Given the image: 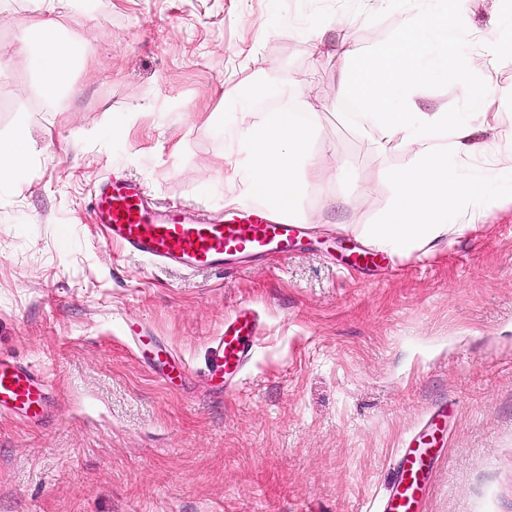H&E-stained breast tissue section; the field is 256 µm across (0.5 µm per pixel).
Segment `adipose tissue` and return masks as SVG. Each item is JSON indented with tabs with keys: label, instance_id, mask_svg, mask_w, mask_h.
I'll use <instances>...</instances> for the list:
<instances>
[{
	"label": "adipose tissue",
	"instance_id": "adipose-tissue-1",
	"mask_svg": "<svg viewBox=\"0 0 512 512\" xmlns=\"http://www.w3.org/2000/svg\"><path fill=\"white\" fill-rule=\"evenodd\" d=\"M74 2L37 0L43 18L31 63L40 77L39 92L48 101L58 97L72 56L56 18L72 10ZM415 9L409 27L396 39L364 56L347 47L339 53L341 91L354 102L358 121L381 144L397 143L415 157L412 166L393 176L390 208L362 231L369 246L390 253L430 251L441 241L464 236L468 225L451 223V216L477 211L512 186V162L505 160L489 177L458 172L457 159L480 147L482 128L469 116L410 110L417 87L430 79L449 83L456 97L472 96L467 74L451 66L447 56L448 48L470 31L468 0H416ZM320 138L312 113L279 109L243 122L235 148L239 160L224 174L225 205H239L249 196L291 221L302 220L301 199L321 172L314 148Z\"/></svg>",
	"mask_w": 512,
	"mask_h": 512
}]
</instances>
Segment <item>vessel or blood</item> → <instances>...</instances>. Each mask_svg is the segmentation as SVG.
I'll list each match as a JSON object with an SVG mask.
<instances>
[{
	"instance_id": "b4317fda",
	"label": "vessel or blood",
	"mask_w": 512,
	"mask_h": 512,
	"mask_svg": "<svg viewBox=\"0 0 512 512\" xmlns=\"http://www.w3.org/2000/svg\"><path fill=\"white\" fill-rule=\"evenodd\" d=\"M97 221L112 243L131 257L155 260L192 273L223 269L225 262L242 256L269 253L288 255L303 233L302 227L276 220L263 209H251L232 220L212 221L203 213L179 208L155 211L141 183L112 175L97 187L94 196ZM257 320L241 312L227 320L215 339L208 370L222 383L240 376L256 343ZM155 371L168 386H175L188 366L172 352L149 350ZM0 412L21 416L29 422L42 420L47 412L45 379L34 368L0 355ZM427 429L411 438L393 468L391 492L381 501V512H419L434 456L427 448Z\"/></svg>"
}]
</instances>
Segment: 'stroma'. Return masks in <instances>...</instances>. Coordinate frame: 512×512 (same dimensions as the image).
<instances>
[{"label": "stroma", "instance_id": "stroma-1", "mask_svg": "<svg viewBox=\"0 0 512 512\" xmlns=\"http://www.w3.org/2000/svg\"><path fill=\"white\" fill-rule=\"evenodd\" d=\"M412 8L77 0L58 19L74 50L68 81L47 101L14 59L40 13L0 0V138L31 144L0 186V353L39 370L48 397L42 422L0 414V512H370L396 452L433 415L422 512H512V195L482 207L465 236L389 255L387 268L337 254L344 242L367 250L362 228L413 162L354 122L338 52L347 36L364 54L391 41ZM510 9L470 0L471 33L448 50L467 61L475 103L428 81L416 111L477 106L512 129V53L484 57L479 37ZM253 95L291 110L305 100L353 172L310 183L302 208L315 223L297 251L205 273L123 256L94 222L96 185L119 174L157 206L222 213L235 106ZM498 133L481 140L502 156ZM490 155L464 170L487 172ZM246 310L259 316L254 355L217 387L213 339ZM134 329L187 362L179 390L135 352Z\"/></svg>", "mask_w": 512, "mask_h": 512}]
</instances>
